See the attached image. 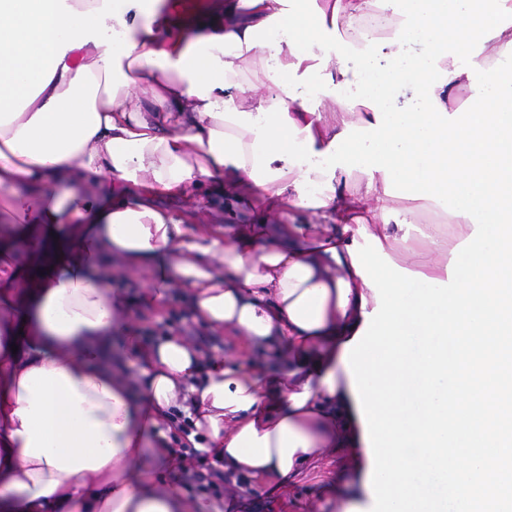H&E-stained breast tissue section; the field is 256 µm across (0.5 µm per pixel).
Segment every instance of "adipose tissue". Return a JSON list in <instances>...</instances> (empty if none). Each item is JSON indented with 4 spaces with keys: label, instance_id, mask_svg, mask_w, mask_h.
<instances>
[{
    "label": "adipose tissue",
    "instance_id": "obj_1",
    "mask_svg": "<svg viewBox=\"0 0 512 512\" xmlns=\"http://www.w3.org/2000/svg\"><path fill=\"white\" fill-rule=\"evenodd\" d=\"M355 48L392 8L316 0ZM179 0H0V512H211L171 485L174 410L192 405L189 447L218 450L240 491L278 489L325 453L365 447L342 356L376 306L348 248L359 229L390 259L446 280L449 241L474 226L427 199L386 195L383 176L335 171L321 206L302 176L251 177L254 133L218 119L283 102L323 153L373 110L332 102L308 112L268 91L247 28L277 0H215L198 26L172 32ZM215 182L223 223H199L155 198ZM257 206L251 221L237 211ZM433 211L438 221L415 225ZM149 271L142 300L162 309L170 284L192 292L194 317L246 350L275 349L268 369L216 356L185 338L126 339L129 373L112 362L129 300L110 258Z\"/></svg>",
    "mask_w": 512,
    "mask_h": 512
}]
</instances>
